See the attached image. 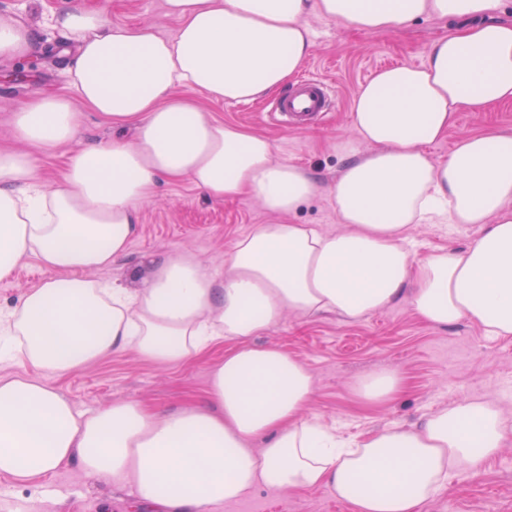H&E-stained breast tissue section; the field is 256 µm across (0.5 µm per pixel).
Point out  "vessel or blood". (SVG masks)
<instances>
[{
	"label": "vessel or blood",
	"instance_id": "1",
	"mask_svg": "<svg viewBox=\"0 0 512 512\" xmlns=\"http://www.w3.org/2000/svg\"><path fill=\"white\" fill-rule=\"evenodd\" d=\"M330 101L328 85L308 76L275 101L269 118L278 125L298 126L325 112Z\"/></svg>",
	"mask_w": 512,
	"mask_h": 512
}]
</instances>
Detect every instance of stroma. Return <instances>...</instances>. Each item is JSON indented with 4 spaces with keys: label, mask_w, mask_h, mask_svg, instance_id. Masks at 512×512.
<instances>
[{
    "label": "stroma",
    "mask_w": 512,
    "mask_h": 512,
    "mask_svg": "<svg viewBox=\"0 0 512 512\" xmlns=\"http://www.w3.org/2000/svg\"><path fill=\"white\" fill-rule=\"evenodd\" d=\"M73 0H0V16L21 20L39 35V46L26 60H0V147L15 146L11 126L14 109L39 93L61 94L75 101L83 135L109 138V124L76 101L70 84L68 44L52 26L54 13ZM88 7H107L115 24L151 23L165 36L178 23L163 14V0H81ZM314 48L305 71L324 78L335 89L324 120L296 130L266 125L275 99L266 94L250 103L212 105L214 117L267 137L276 159L305 168L324 188L340 175L346 160L337 151L339 139L351 136V110L361 86L379 69L421 63L428 43L447 33L452 23L426 17L398 31L364 33L340 23L313 17ZM493 130L512 135V103L483 112L459 113L447 135L428 148L434 162L446 161L463 136ZM140 227L124 258L103 270L102 278L136 284L145 274V258L182 252L208 270L222 273L224 256L234 242L261 224H315L327 231L339 227L336 210L324 191L293 215L269 213L251 193L233 200H215L186 180L162 182L155 195L138 202ZM475 228L424 224L414 230L417 256L437 248L459 249ZM45 273L35 257L20 261L14 273L0 279V306L14 305ZM257 344L279 347L313 376L310 410L324 424L348 437H360L392 423L415 425L459 400H495L512 415V338L489 337L468 320L448 327L422 321L407 302H399L356 322L333 315L302 317L284 314L258 336ZM228 342H220L185 362L160 367L135 350L115 353L89 366L49 377L50 387L70 398L76 408L93 411L117 401H137L159 413H170L206 393L213 366ZM393 371L402 388L389 400H361L354 384L373 371ZM0 512H148L127 491L106 482L89 481L77 468H62L40 484L27 485L0 475ZM218 512H351L346 501L325 489L272 491L259 488L224 505ZM418 512H512V443L487 460L479 473H459Z\"/></svg>",
    "instance_id": "1"
}]
</instances>
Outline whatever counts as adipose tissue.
<instances>
[{
  "label": "adipose tissue",
  "instance_id": "1",
  "mask_svg": "<svg viewBox=\"0 0 512 512\" xmlns=\"http://www.w3.org/2000/svg\"><path fill=\"white\" fill-rule=\"evenodd\" d=\"M500 0H163L179 26L112 23L105 9L72 4L53 16L76 38L69 76L78 97L133 141H85L69 98L38 96L12 114L20 149L0 150V279L25 257L48 276L0 310V362L30 374L0 376V474L32 484L65 467L129 489L149 512H213L254 489L322 488L351 512H418L449 476L478 473L512 437L491 401L453 403L415 427L389 425L345 440L305 416L313 378L254 339L284 312L347 322L400 301L425 322L460 321L512 337V135L458 140L447 161L429 145L461 112L512 101V21ZM362 32L417 19H455L418 65L383 68L360 87L347 156L326 190L342 228L263 224L237 240L212 274L199 261L151 262L136 286L96 279L137 235L139 201L160 180L207 196H258L291 214L319 189L304 168L275 159L269 139L216 121L207 101L248 103L286 87L309 59L311 16ZM32 29L0 17V57H29ZM75 143L63 183L47 187L35 157ZM442 218L477 227L460 250L419 257L408 239ZM233 341L205 400L160 415L136 401L86 412L47 379L135 349L161 366Z\"/></svg>",
  "mask_w": 512,
  "mask_h": 512
}]
</instances>
